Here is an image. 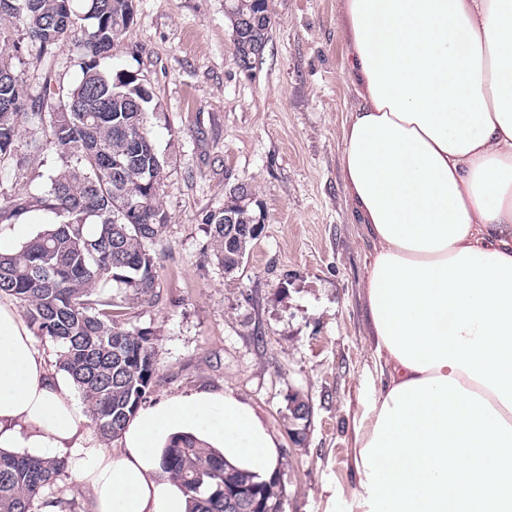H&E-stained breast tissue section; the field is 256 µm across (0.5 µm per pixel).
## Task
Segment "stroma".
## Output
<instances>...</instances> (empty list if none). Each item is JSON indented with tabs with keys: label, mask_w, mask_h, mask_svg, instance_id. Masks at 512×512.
Segmentation results:
<instances>
[{
	"label": "stroma",
	"mask_w": 512,
	"mask_h": 512,
	"mask_svg": "<svg viewBox=\"0 0 512 512\" xmlns=\"http://www.w3.org/2000/svg\"><path fill=\"white\" fill-rule=\"evenodd\" d=\"M135 5L101 64L151 86L147 130L165 160L156 298L119 318L155 336L148 401L232 392L279 446L284 512H336L357 490L352 415L374 361L363 295L371 246L341 174V120L357 102L341 0H269L267 43L248 69L225 0ZM79 57L68 45L51 63L26 53L17 68L31 93L47 82L71 89ZM30 139L21 127L0 163V201L43 191L60 163L53 143L36 155ZM241 184L265 223L229 274L212 255L206 218ZM295 394L309 420L289 419Z\"/></svg>",
	"instance_id": "obj_1"
}]
</instances>
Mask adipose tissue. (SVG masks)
Wrapping results in <instances>:
<instances>
[{"mask_svg":"<svg viewBox=\"0 0 512 512\" xmlns=\"http://www.w3.org/2000/svg\"><path fill=\"white\" fill-rule=\"evenodd\" d=\"M358 101L342 180L372 245L374 367L344 512H512V0H343ZM0 295V449L65 458L89 512H187L163 473L189 432L270 477L280 451L232 394L138 411L110 451Z\"/></svg>","mask_w":512,"mask_h":512,"instance_id":"1","label":"adipose tissue"}]
</instances>
